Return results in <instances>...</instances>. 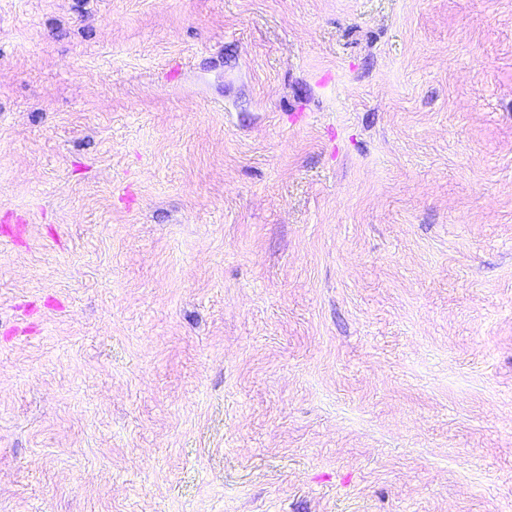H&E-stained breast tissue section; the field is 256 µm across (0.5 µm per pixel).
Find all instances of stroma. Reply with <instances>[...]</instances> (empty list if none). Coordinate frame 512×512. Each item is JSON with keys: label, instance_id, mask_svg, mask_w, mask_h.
<instances>
[{"label": "stroma", "instance_id": "stroma-1", "mask_svg": "<svg viewBox=\"0 0 512 512\" xmlns=\"http://www.w3.org/2000/svg\"><path fill=\"white\" fill-rule=\"evenodd\" d=\"M0 512H512V0H0Z\"/></svg>", "mask_w": 512, "mask_h": 512}]
</instances>
